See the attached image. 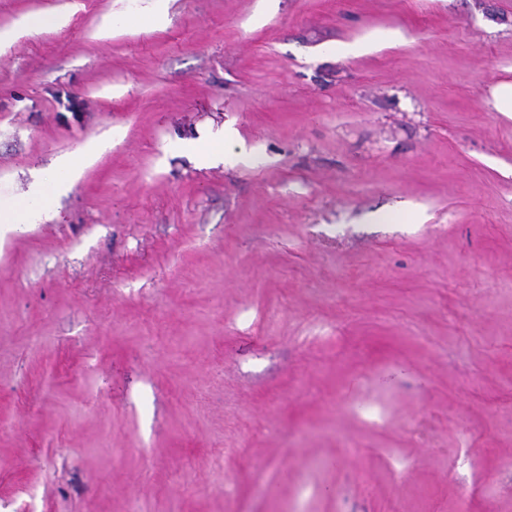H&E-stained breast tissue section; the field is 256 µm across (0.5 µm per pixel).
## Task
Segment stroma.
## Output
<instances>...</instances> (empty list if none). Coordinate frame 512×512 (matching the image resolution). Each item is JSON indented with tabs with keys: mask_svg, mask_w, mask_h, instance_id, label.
I'll return each mask as SVG.
<instances>
[{
	"mask_svg": "<svg viewBox=\"0 0 512 512\" xmlns=\"http://www.w3.org/2000/svg\"><path fill=\"white\" fill-rule=\"evenodd\" d=\"M150 5L0 0V512H512V0ZM232 140V134L225 133L223 130L222 134L218 135L217 137V142L220 145V148L210 151L206 157V161L212 164L222 161L225 165L231 166L236 164L240 157L245 154V150L240 149L239 151H235L233 147L230 149H224V142H230ZM104 148V143L96 142L82 149L79 154L59 158L55 165L59 173L65 178L60 179L41 176L31 185L26 197L19 201L0 206V233L5 234L9 230H16L23 224H38L48 219L54 211V200L63 188L61 183L76 181L83 169Z\"/></svg>",
	"mask_w": 512,
	"mask_h": 512,
	"instance_id": "stroma-1",
	"label": "stroma"
}]
</instances>
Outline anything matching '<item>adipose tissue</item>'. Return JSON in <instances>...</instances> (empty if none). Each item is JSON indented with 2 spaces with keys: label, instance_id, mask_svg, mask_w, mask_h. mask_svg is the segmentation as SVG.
Returning a JSON list of instances; mask_svg holds the SVG:
<instances>
[{
  "label": "adipose tissue",
  "instance_id": "ef3b65f1",
  "mask_svg": "<svg viewBox=\"0 0 512 512\" xmlns=\"http://www.w3.org/2000/svg\"><path fill=\"white\" fill-rule=\"evenodd\" d=\"M102 143L83 148L81 153L59 158L55 168L60 175L56 178L42 176L31 185L26 197L0 206V233L20 228L25 224H37L50 217L54 211V201L59 195L62 177L77 180L83 169L102 150Z\"/></svg>",
  "mask_w": 512,
  "mask_h": 512
}]
</instances>
